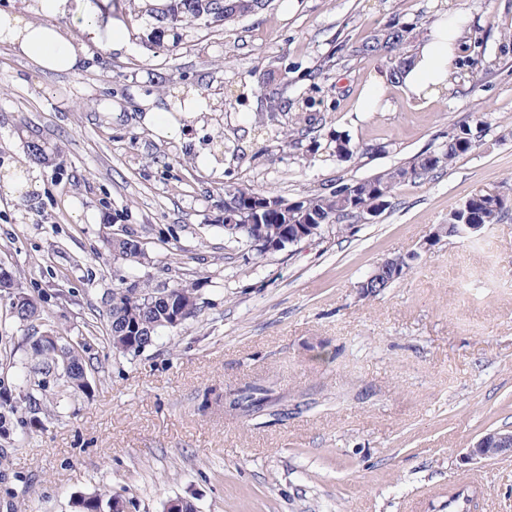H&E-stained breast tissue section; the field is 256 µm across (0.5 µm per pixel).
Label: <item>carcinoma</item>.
<instances>
[{"label":"carcinoma","instance_id":"cac0c4a2","mask_svg":"<svg viewBox=\"0 0 512 512\" xmlns=\"http://www.w3.org/2000/svg\"><path fill=\"white\" fill-rule=\"evenodd\" d=\"M181 9L178 17L182 22L200 24L208 16H224L230 19L243 16L262 9L266 0H179ZM407 30L396 25H390L382 32L373 35L365 43L355 49L359 54L385 53L398 58V64L391 72V79H400L406 65L401 50L406 41ZM473 143L471 129L462 127L459 131L448 136L446 150L437 154L425 152L415 156L406 165L384 171L374 177L355 181L323 193H310L297 200H288L279 196L267 194L269 209L259 224H252L242 219L236 212L240 198L244 194H253L247 188L233 186L224 187V198L228 214L224 228V236L232 243L249 248L257 237L274 238L280 234L283 224H288L289 233H294L296 226L314 224L318 233H323L325 226L332 225L336 235L342 236L351 231V221L359 218L358 209L377 208L388 205V198L396 186L402 182L429 174L445 164H452L465 154ZM512 206V190L509 188H493L481 190L473 194L462 206L452 211L448 218V233L445 237L461 238L457 234L459 224H478L482 227L495 224L502 214ZM412 260L403 256L399 260L376 269V282L370 288L369 294L378 295L390 287L396 280L403 277L411 269ZM156 289L147 285L141 288H115L112 290L109 308V340L117 342L120 336H131L130 342L123 354L138 355L153 345L160 330L171 327L169 311L175 310L176 305L191 303V309L184 315L188 319L196 313V290L191 284L176 283L164 287L161 292L167 299L154 300L152 293ZM87 347L82 346L66 356L72 363V368L64 366V358L54 346L27 349V358L35 363L33 378L29 380L21 402L32 415L43 412L45 407V387L47 379L56 378L62 381L65 390L70 392L84 391V374L93 371L92 358L86 355ZM240 397L247 402V414H260L275 406L277 399L273 390L264 385H247L238 390ZM18 411L17 402L10 397L0 395V437L10 435L7 419ZM75 512H108L112 509V499L103 495L81 496L73 503Z\"/></svg>","mask_w":512,"mask_h":512}]
</instances>
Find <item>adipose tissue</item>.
I'll return each mask as SVG.
<instances>
[{"label":"adipose tissue","instance_id":"ef3b65f1","mask_svg":"<svg viewBox=\"0 0 512 512\" xmlns=\"http://www.w3.org/2000/svg\"><path fill=\"white\" fill-rule=\"evenodd\" d=\"M23 11H0V43L11 46L16 53L45 72H70L80 68L84 55L60 29L50 24L53 16L68 19L72 32L97 39L100 31H108L109 48H127L130 33L121 21L101 28L99 12L90 0H25ZM47 15V22H37V15ZM468 18L460 12L449 13L436 22L410 55L403 84L417 98L448 90L452 63L462 51L461 41ZM185 109L180 116L160 108L149 109L144 124L160 138H178L191 130L193 119L207 112L209 104L197 92L185 90Z\"/></svg>","mask_w":512,"mask_h":512}]
</instances>
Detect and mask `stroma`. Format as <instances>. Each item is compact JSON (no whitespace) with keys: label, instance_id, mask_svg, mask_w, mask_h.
Masks as SVG:
<instances>
[{"label":"stroma","instance_id":"stroma-1","mask_svg":"<svg viewBox=\"0 0 512 512\" xmlns=\"http://www.w3.org/2000/svg\"><path fill=\"white\" fill-rule=\"evenodd\" d=\"M130 46L84 42L71 73L32 69L0 44V175L46 149L40 191L0 195V264L36 300L32 326L0 296V391L19 396L30 330L88 341L87 392L57 414L11 418L0 438V512H73L120 494L130 512H448V483L479 477L484 512H512V456L462 459L512 429V211L470 240L435 241L451 208L512 180V0H268L209 26L172 24L139 0H99ZM471 17L453 86L429 99L390 82L395 58L350 47L396 23L417 45L450 9ZM381 106L361 111L375 77ZM195 89L210 111L189 140L156 138L143 103ZM313 101L315 129L281 144L249 120L271 100ZM480 129L452 166L401 183L353 233L256 257L224 238V188L288 200L441 152ZM356 151L336 152L337 137ZM141 242L139 263L113 235ZM415 255L378 295L359 285ZM193 284L198 313L138 356L108 340L116 288ZM273 384L285 417L259 423L224 394Z\"/></svg>","mask_w":512,"mask_h":512}]
</instances>
